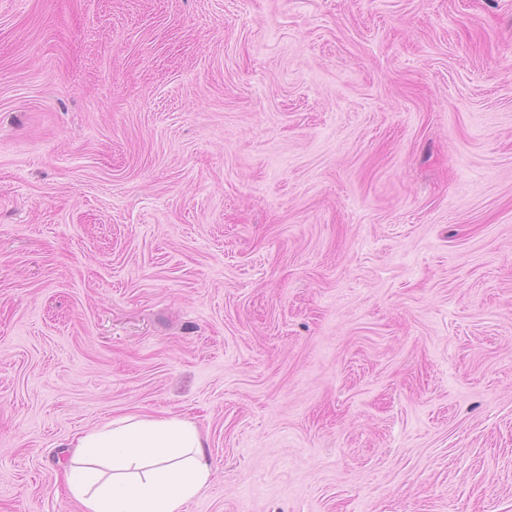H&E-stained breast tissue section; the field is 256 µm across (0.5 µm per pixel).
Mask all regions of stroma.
I'll use <instances>...</instances> for the list:
<instances>
[{
    "mask_svg": "<svg viewBox=\"0 0 512 512\" xmlns=\"http://www.w3.org/2000/svg\"><path fill=\"white\" fill-rule=\"evenodd\" d=\"M169 414L181 512H512V0H0V512Z\"/></svg>",
    "mask_w": 512,
    "mask_h": 512,
    "instance_id": "stroma-1",
    "label": "stroma"
}]
</instances>
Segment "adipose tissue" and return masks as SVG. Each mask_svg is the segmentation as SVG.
I'll use <instances>...</instances> for the list:
<instances>
[{
    "mask_svg": "<svg viewBox=\"0 0 512 512\" xmlns=\"http://www.w3.org/2000/svg\"><path fill=\"white\" fill-rule=\"evenodd\" d=\"M204 446L186 418H115L77 439L66 488L83 512H180L210 481Z\"/></svg>",
    "mask_w": 512,
    "mask_h": 512,
    "instance_id": "1",
    "label": "adipose tissue"
}]
</instances>
